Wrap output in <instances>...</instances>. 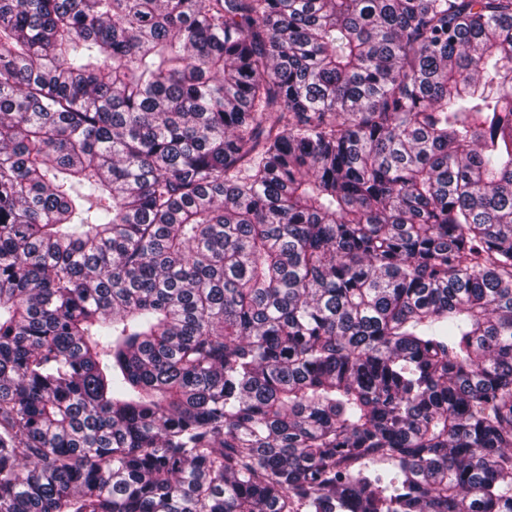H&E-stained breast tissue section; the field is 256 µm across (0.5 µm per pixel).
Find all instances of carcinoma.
<instances>
[{"instance_id": "carcinoma-1", "label": "carcinoma", "mask_w": 512, "mask_h": 512, "mask_svg": "<svg viewBox=\"0 0 512 512\" xmlns=\"http://www.w3.org/2000/svg\"><path fill=\"white\" fill-rule=\"evenodd\" d=\"M0 512H512V0H0Z\"/></svg>"}]
</instances>
